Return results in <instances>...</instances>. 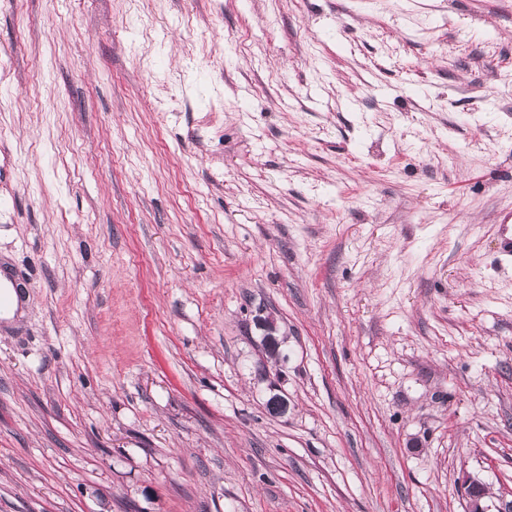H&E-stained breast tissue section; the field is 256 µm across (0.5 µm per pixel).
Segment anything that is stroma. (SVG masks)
<instances>
[{"mask_svg": "<svg viewBox=\"0 0 512 512\" xmlns=\"http://www.w3.org/2000/svg\"><path fill=\"white\" fill-rule=\"evenodd\" d=\"M506 212L512 0H0V512L494 510Z\"/></svg>", "mask_w": 512, "mask_h": 512, "instance_id": "obj_1", "label": "stroma"}]
</instances>
